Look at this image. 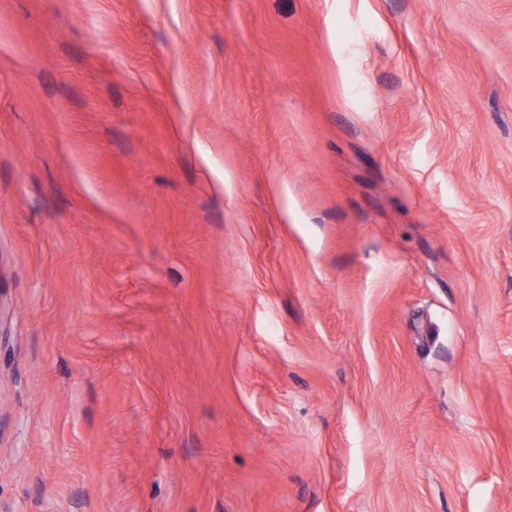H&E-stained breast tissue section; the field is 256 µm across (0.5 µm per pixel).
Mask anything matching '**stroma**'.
<instances>
[{
    "label": "stroma",
    "mask_w": 512,
    "mask_h": 512,
    "mask_svg": "<svg viewBox=\"0 0 512 512\" xmlns=\"http://www.w3.org/2000/svg\"><path fill=\"white\" fill-rule=\"evenodd\" d=\"M0 512H512V0H0Z\"/></svg>",
    "instance_id": "1"
}]
</instances>
